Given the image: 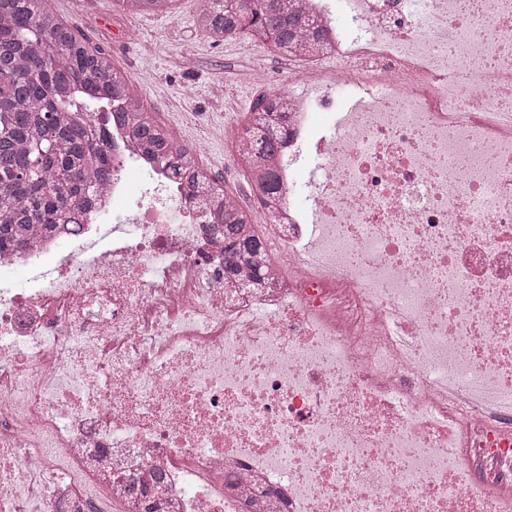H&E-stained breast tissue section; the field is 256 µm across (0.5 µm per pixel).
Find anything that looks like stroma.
Returning a JSON list of instances; mask_svg holds the SVG:
<instances>
[{"label": "stroma", "mask_w": 512, "mask_h": 512, "mask_svg": "<svg viewBox=\"0 0 512 512\" xmlns=\"http://www.w3.org/2000/svg\"><path fill=\"white\" fill-rule=\"evenodd\" d=\"M208 0H177L173 11L128 14L115 0H48V9L126 75L146 111L174 139L193 147L211 139L200 164L223 190L239 195L255 223L267 215L249 194L229 140L212 139L217 128L248 126L257 103L287 91L288 62L263 42L241 37L215 42L196 27ZM266 84L252 83V71Z\"/></svg>", "instance_id": "1"}]
</instances>
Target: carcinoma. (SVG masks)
<instances>
[{"instance_id": "cac0c4a2", "label": "carcinoma", "mask_w": 512, "mask_h": 512, "mask_svg": "<svg viewBox=\"0 0 512 512\" xmlns=\"http://www.w3.org/2000/svg\"><path fill=\"white\" fill-rule=\"evenodd\" d=\"M123 11H169L176 0H117ZM204 36L221 40L248 35L272 44L283 57L309 56L320 42L321 19L297 0H209L196 20ZM112 107V123L124 127L142 151L168 169L200 207L212 208L215 230L224 234V276L249 272L257 281L268 258L248 211L224 199L226 192L205 173L197 153L177 145L170 132L141 105L125 75L99 49L44 9L43 0H0V249H21L34 234L56 224H76L92 185L112 164L111 143L92 113ZM243 137L254 150L242 168L261 202L279 221L269 200L280 192L274 158L286 133L288 113L261 101ZM136 482L131 495L147 498L161 489Z\"/></svg>"}]
</instances>
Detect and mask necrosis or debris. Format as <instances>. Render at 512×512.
Masks as SVG:
<instances>
[{
    "mask_svg": "<svg viewBox=\"0 0 512 512\" xmlns=\"http://www.w3.org/2000/svg\"><path fill=\"white\" fill-rule=\"evenodd\" d=\"M301 2L261 281L117 125L0 251V512H512V0Z\"/></svg>",
    "mask_w": 512,
    "mask_h": 512,
    "instance_id": "4bbe7bcc",
    "label": "necrosis or debris"
}]
</instances>
